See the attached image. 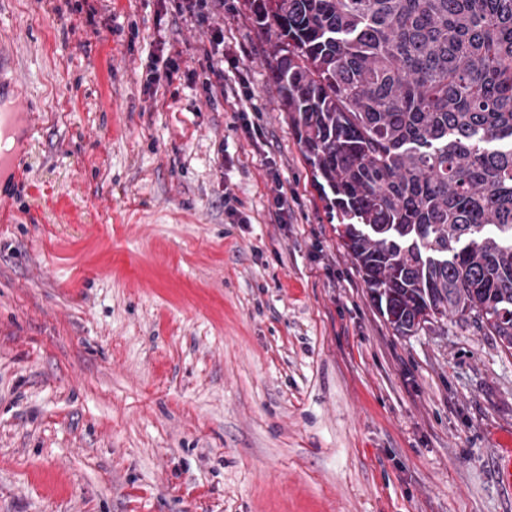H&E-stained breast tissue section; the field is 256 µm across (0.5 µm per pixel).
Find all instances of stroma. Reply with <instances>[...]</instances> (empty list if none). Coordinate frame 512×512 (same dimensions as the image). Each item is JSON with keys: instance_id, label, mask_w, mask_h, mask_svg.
I'll list each match as a JSON object with an SVG mask.
<instances>
[{"instance_id": "obj_1", "label": "stroma", "mask_w": 512, "mask_h": 512, "mask_svg": "<svg viewBox=\"0 0 512 512\" xmlns=\"http://www.w3.org/2000/svg\"><path fill=\"white\" fill-rule=\"evenodd\" d=\"M214 19L207 58L169 0H0L43 115L0 191V512H512V356L454 319L395 334L266 36L244 0ZM215 70L246 116L206 101Z\"/></svg>"}]
</instances>
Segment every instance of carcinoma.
<instances>
[{"label":"carcinoma","instance_id":"cac0c4a2","mask_svg":"<svg viewBox=\"0 0 512 512\" xmlns=\"http://www.w3.org/2000/svg\"><path fill=\"white\" fill-rule=\"evenodd\" d=\"M279 111L387 323L512 355V0H244Z\"/></svg>","mask_w":512,"mask_h":512}]
</instances>
